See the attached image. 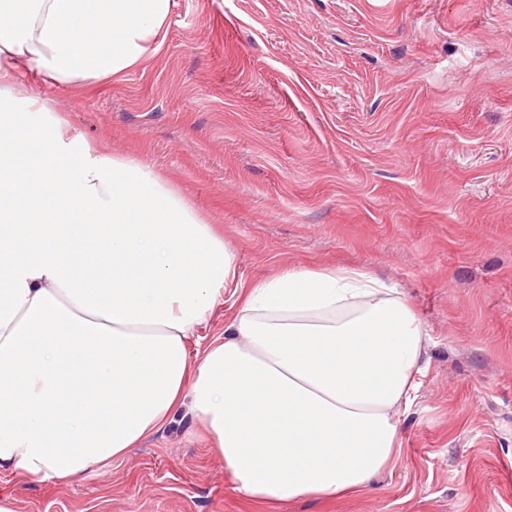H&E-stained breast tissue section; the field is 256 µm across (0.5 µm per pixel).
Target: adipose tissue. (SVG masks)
Listing matches in <instances>:
<instances>
[{
    "instance_id": "obj_1",
    "label": "adipose tissue",
    "mask_w": 512,
    "mask_h": 512,
    "mask_svg": "<svg viewBox=\"0 0 512 512\" xmlns=\"http://www.w3.org/2000/svg\"><path fill=\"white\" fill-rule=\"evenodd\" d=\"M172 6L0 0V480L69 485L180 417L249 502L364 493L399 461L428 369L406 295L336 267L242 287L198 207L14 80L123 75L160 48ZM228 297L223 335L201 337Z\"/></svg>"
}]
</instances>
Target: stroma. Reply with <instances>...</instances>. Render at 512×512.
<instances>
[{"label": "stroma", "instance_id": "35a3bbf8", "mask_svg": "<svg viewBox=\"0 0 512 512\" xmlns=\"http://www.w3.org/2000/svg\"><path fill=\"white\" fill-rule=\"evenodd\" d=\"M19 83L221 225L243 284L367 269L424 322L398 464L277 512H512V0H174L143 66ZM195 428L0 495L15 512H265Z\"/></svg>", "mask_w": 512, "mask_h": 512}]
</instances>
